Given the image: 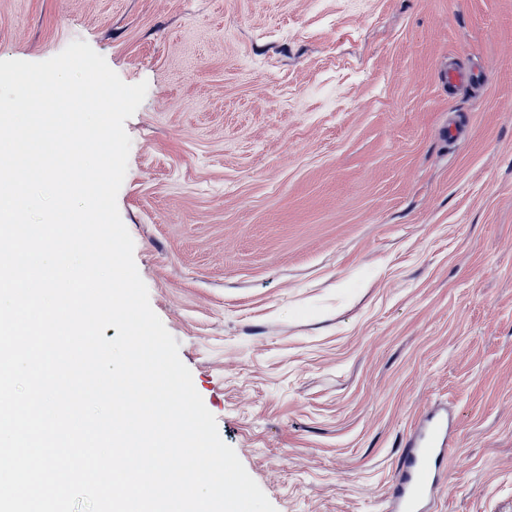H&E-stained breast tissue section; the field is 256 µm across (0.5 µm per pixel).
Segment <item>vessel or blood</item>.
I'll return each mask as SVG.
<instances>
[{
	"label": "vessel or blood",
	"mask_w": 512,
	"mask_h": 512,
	"mask_svg": "<svg viewBox=\"0 0 512 512\" xmlns=\"http://www.w3.org/2000/svg\"><path fill=\"white\" fill-rule=\"evenodd\" d=\"M447 436V420L436 418L430 420L423 434L409 441L410 453L397 482V497L405 512H416L420 501L431 492L447 455Z\"/></svg>",
	"instance_id": "obj_1"
}]
</instances>
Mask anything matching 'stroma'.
<instances>
[{"label": "stroma", "mask_w": 512, "mask_h": 512, "mask_svg": "<svg viewBox=\"0 0 512 512\" xmlns=\"http://www.w3.org/2000/svg\"><path fill=\"white\" fill-rule=\"evenodd\" d=\"M77 39L148 84L118 209L277 512H401L437 408L424 512H512V0H0V60ZM448 420L431 418L427 430L411 439V453L402 464L397 482V497L407 511H415L420 501L432 491L436 474L448 452Z\"/></svg>", "instance_id": "obj_1"}]
</instances>
